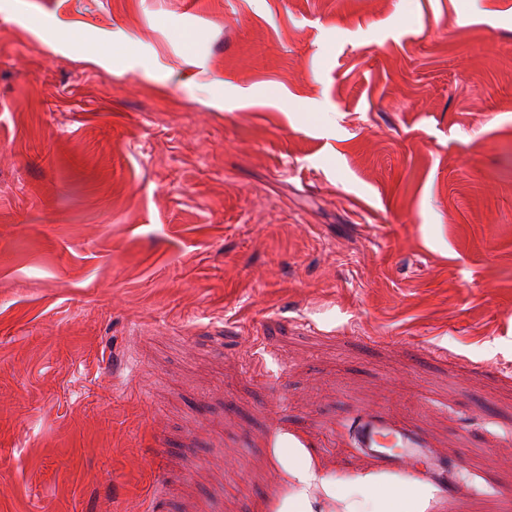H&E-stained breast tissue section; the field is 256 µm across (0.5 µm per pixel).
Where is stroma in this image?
<instances>
[{
  "label": "stroma",
  "instance_id": "stroma-1",
  "mask_svg": "<svg viewBox=\"0 0 512 512\" xmlns=\"http://www.w3.org/2000/svg\"><path fill=\"white\" fill-rule=\"evenodd\" d=\"M381 501L512 512V0H0V512ZM360 431L362 442L366 448H400V451L393 453V457L398 466H409L412 456L405 449L410 440L400 433H385L378 430L374 425L368 422L357 424ZM399 442L401 443L399 445Z\"/></svg>",
  "mask_w": 512,
  "mask_h": 512
}]
</instances>
